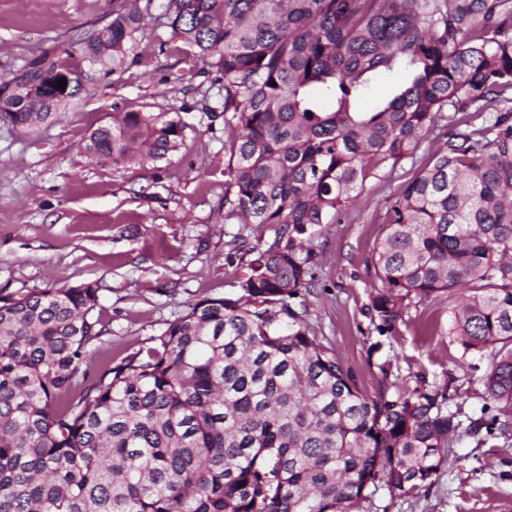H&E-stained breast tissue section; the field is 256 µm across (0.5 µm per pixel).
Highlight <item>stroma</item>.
Returning a JSON list of instances; mask_svg holds the SVG:
<instances>
[{
  "instance_id": "stroma-1",
  "label": "stroma",
  "mask_w": 512,
  "mask_h": 512,
  "mask_svg": "<svg viewBox=\"0 0 512 512\" xmlns=\"http://www.w3.org/2000/svg\"><path fill=\"white\" fill-rule=\"evenodd\" d=\"M162 3L154 0L144 19L151 36L122 74L96 81L36 128L0 123V295L97 285L95 315L106 328L94 352L99 365L143 347L191 304L233 294L245 274L232 258L239 227L224 221V85L203 73L201 60L153 37ZM111 12L112 0H0V75L103 25ZM191 71L193 81L165 93L171 73ZM127 111L180 113L184 148L126 168L81 153L94 128ZM396 187L368 184L345 221L319 228L309 322L362 391L375 392L388 363L397 391H443L449 410L483 427L459 431L431 484L396 499L378 491L350 512H512V435H500L484 395L487 358L464 354L448 333L451 305H413L387 336L371 321L378 281L370 258Z\"/></svg>"
}]
</instances>
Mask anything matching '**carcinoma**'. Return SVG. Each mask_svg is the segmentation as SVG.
I'll return each mask as SVG.
<instances>
[{"mask_svg":"<svg viewBox=\"0 0 512 512\" xmlns=\"http://www.w3.org/2000/svg\"><path fill=\"white\" fill-rule=\"evenodd\" d=\"M152 4L112 0L1 77L0 120L34 128L122 71ZM159 26L224 81V223L265 233L235 294L97 370L96 285L0 296V512H349L432 481L461 425L446 395L392 394L384 366L363 392L307 319L314 236L373 181L403 178L371 256L376 331L459 296L448 333L488 359L511 435L512 0H164ZM183 146L179 113L117 112L83 150L130 167Z\"/></svg>","mask_w":512,"mask_h":512,"instance_id":"obj_1","label":"carcinoma"}]
</instances>
